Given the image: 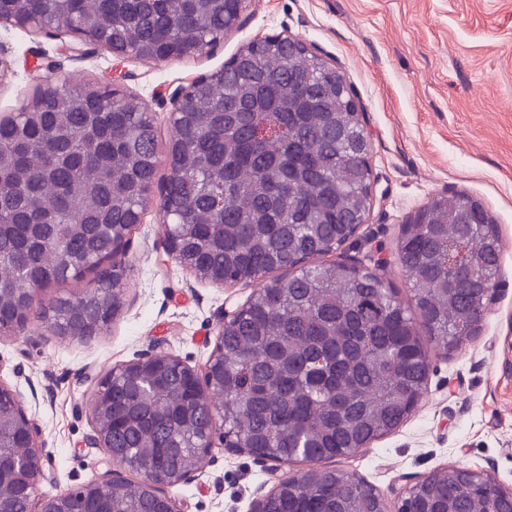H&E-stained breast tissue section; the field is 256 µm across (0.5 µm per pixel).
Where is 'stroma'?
Returning a JSON list of instances; mask_svg holds the SVG:
<instances>
[{
  "label": "stroma",
  "mask_w": 512,
  "mask_h": 512,
  "mask_svg": "<svg viewBox=\"0 0 512 512\" xmlns=\"http://www.w3.org/2000/svg\"><path fill=\"white\" fill-rule=\"evenodd\" d=\"M278 34L303 41L344 74L370 134L371 208L330 260L369 269L385 260L392 288L409 300L397 241L408 217L438 194L481 201L503 243L501 287L476 336L449 352L431 348L415 410L336 469L363 478L390 504L400 489L457 463L512 489V0H247L219 46L167 62L119 60L104 49L76 59L63 51L66 33L5 30L0 114L32 100L52 61L74 85L119 81L148 105L164 142L175 90L222 68L248 42ZM160 235L149 210L132 231L122 307L94 341L64 340L37 322L21 338L0 339V378L22 393L44 450L40 495L95 481L109 466L103 450L83 445L91 430L85 376L150 351L204 362L222 317L253 291L196 279L158 250ZM214 455L192 481L170 488L185 512H248L258 492L307 469L221 448Z\"/></svg>",
  "instance_id": "1"
}]
</instances>
